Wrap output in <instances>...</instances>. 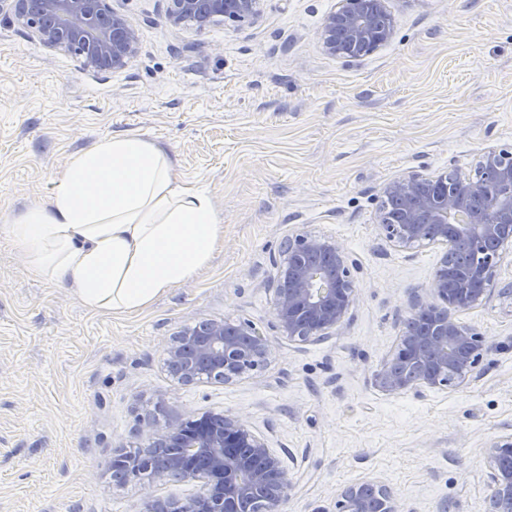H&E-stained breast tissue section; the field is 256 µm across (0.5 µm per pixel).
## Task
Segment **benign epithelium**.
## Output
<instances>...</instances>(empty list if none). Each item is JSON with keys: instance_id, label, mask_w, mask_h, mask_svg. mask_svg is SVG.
<instances>
[{"instance_id": "7a95c632", "label": "benign epithelium", "mask_w": 512, "mask_h": 512, "mask_svg": "<svg viewBox=\"0 0 512 512\" xmlns=\"http://www.w3.org/2000/svg\"><path fill=\"white\" fill-rule=\"evenodd\" d=\"M18 19L43 46L75 56L85 69H124L140 55V44L127 19L108 0H14ZM264 0H167L166 19L175 29L202 31L216 22L256 21ZM394 18L386 0H339L323 19L315 36L323 51L346 63L357 62L393 41ZM478 166L492 174L501 188L492 212L476 203L486 196L479 177L453 168L438 176L411 173L392 179L382 189L378 223L384 239L410 249L432 241L446 245L467 240L482 252L496 246V254L481 264L448 271L450 251L436 267L430 294L416 297L412 315L428 313L420 332L405 323L394 356L373 375L374 385L389 394L426 390H455L479 366L488 340L463 324L457 313L473 308L494 292L502 251L512 248V148L489 147ZM267 282L273 291L271 327L290 341L318 342L339 331L355 302L353 271L358 264L344 245L332 237L296 234L288 237V258L272 260ZM270 337L250 321L222 320L186 326L166 350L176 377L194 382L208 375L230 382L265 361ZM143 433L147 449L123 462L129 476L151 472L158 477L202 479L199 495L183 502L157 500L152 512H242L248 500L265 498L262 512H281L294 473L284 467L269 441L238 417L208 411L178 422L152 419ZM512 452V433L491 439L485 446L492 493L485 512H512V467L501 464ZM367 481L343 488L333 512H373L362 488Z\"/></svg>"}]
</instances>
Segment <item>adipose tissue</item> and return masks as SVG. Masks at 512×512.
<instances>
[{
  "mask_svg": "<svg viewBox=\"0 0 512 512\" xmlns=\"http://www.w3.org/2000/svg\"><path fill=\"white\" fill-rule=\"evenodd\" d=\"M8 233L30 273L85 308L128 314L192 278L224 230L206 187L180 179L164 149L124 134L76 156L49 203Z\"/></svg>",
  "mask_w": 512,
  "mask_h": 512,
  "instance_id": "ef3b65f1",
  "label": "adipose tissue"
}]
</instances>
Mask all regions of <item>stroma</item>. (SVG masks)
Returning <instances> with one entry per match:
<instances>
[{
	"mask_svg": "<svg viewBox=\"0 0 512 512\" xmlns=\"http://www.w3.org/2000/svg\"><path fill=\"white\" fill-rule=\"evenodd\" d=\"M134 27L130 67L80 68L0 13V512H149L196 481L146 474L116 485L112 459L145 445L148 419L207 410L264 434L303 477L284 512H331L338 488L375 480L404 512H483L485 447L512 433V250L496 292L459 313L492 342L467 383L387 395L373 375L395 352L443 246L380 233L381 188L410 172L474 174L512 146V0H389L394 40L347 65L315 32L337 0H266L233 28L172 29L166 0H108ZM136 134L208 187L224 240L147 309L105 314L32 276L4 227L47 203L70 160ZM340 240L358 265L343 328L276 338L264 366L229 383L173 377L165 350L188 325L267 327L271 259L289 236Z\"/></svg>",
	"mask_w": 512,
	"mask_h": 512,
	"instance_id": "stroma-1",
	"label": "stroma"
}]
</instances>
